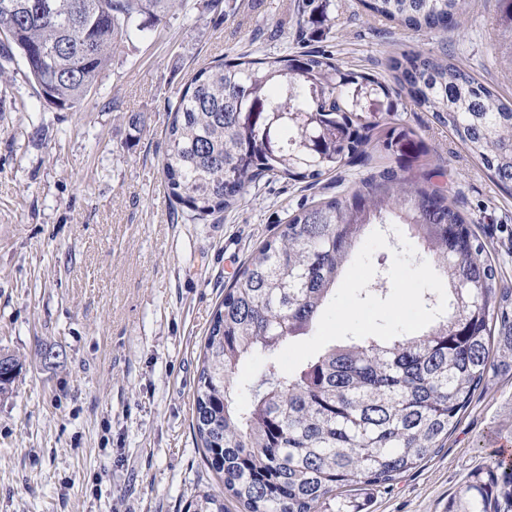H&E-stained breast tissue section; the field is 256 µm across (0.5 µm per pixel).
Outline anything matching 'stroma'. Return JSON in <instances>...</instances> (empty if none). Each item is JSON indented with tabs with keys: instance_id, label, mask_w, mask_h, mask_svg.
<instances>
[{
	"instance_id": "1",
	"label": "stroma",
	"mask_w": 512,
	"mask_h": 512,
	"mask_svg": "<svg viewBox=\"0 0 512 512\" xmlns=\"http://www.w3.org/2000/svg\"><path fill=\"white\" fill-rule=\"evenodd\" d=\"M294 0H237L228 14L190 8L118 45L80 107L51 112L26 83L22 61L0 78V348L22 370L0 399V512H185L223 485L192 428L201 347L224 290L286 211L398 168L371 143L370 161L312 188L272 178L236 210L200 223L170 200L161 157L167 104L200 67L255 57L333 54L343 69L390 78L405 51L445 55L512 100L501 63L495 0H472L459 29L428 34L381 21L360 0H329L331 26L293 23ZM393 122L426 152L407 167L439 172L512 288V194L431 113L398 97ZM145 118L135 131L128 117ZM387 301L363 300L362 289ZM448 291L406 225L368 233L336 283L312 335L279 360L297 371L328 345L354 336H410L430 322L423 295ZM512 444V376L491 377L445 448L375 493L368 512H445L449 498L496 450Z\"/></svg>"
}]
</instances>
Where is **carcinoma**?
<instances>
[{"label":"carcinoma","mask_w":512,"mask_h":512,"mask_svg":"<svg viewBox=\"0 0 512 512\" xmlns=\"http://www.w3.org/2000/svg\"><path fill=\"white\" fill-rule=\"evenodd\" d=\"M188 0H0V76L16 57L45 105H81L114 47L141 37ZM472 0H361L371 15L427 33L459 25ZM495 26L512 69V0H496ZM293 13L331 21L317 0ZM397 85L343 71L326 51L237 58L198 69L168 106L163 174L169 199L195 220L237 209L266 176L317 183L368 158L369 132L388 124L405 95L448 127L492 180L512 189V102L446 56L389 60ZM385 151L411 162L422 142L387 129ZM405 224L448 284V309L428 330L331 345L297 373L278 352L310 334L348 258L370 226ZM474 221L432 182L385 168L342 194L286 212L249 255L212 314L194 393L193 430L224 494L203 490L187 512H367L372 491L444 447L460 413L493 373L512 372V288L473 230ZM496 346L498 358L491 356ZM255 380L235 379L254 354ZM21 363L0 351V395ZM248 392L241 406L237 393ZM357 493L341 497L350 485ZM448 512H512V465L477 468Z\"/></svg>","instance_id":"obj_1"}]
</instances>
